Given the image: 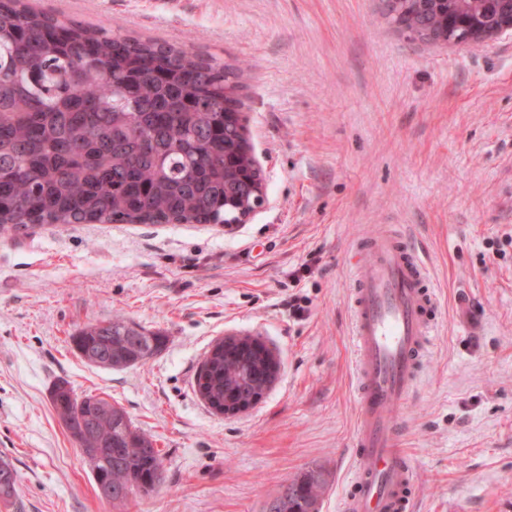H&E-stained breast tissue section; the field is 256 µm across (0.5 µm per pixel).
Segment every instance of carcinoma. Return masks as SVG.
Segmentation results:
<instances>
[{
	"mask_svg": "<svg viewBox=\"0 0 512 512\" xmlns=\"http://www.w3.org/2000/svg\"><path fill=\"white\" fill-rule=\"evenodd\" d=\"M512 0H384V13L413 37L431 30L499 26ZM229 72L189 48L114 35L0 0V238L40 224H238L263 202L264 179L237 112ZM167 338L117 315L71 336L130 367L161 352ZM265 382L249 359L210 350L197 378L209 406L224 391ZM58 416L91 419L82 447L94 448L95 484L125 505L163 480L160 452L127 412L98 395L52 397ZM322 474L307 471L266 512H309Z\"/></svg>",
	"mask_w": 512,
	"mask_h": 512,
	"instance_id": "cac0c4a2",
	"label": "carcinoma"
}]
</instances>
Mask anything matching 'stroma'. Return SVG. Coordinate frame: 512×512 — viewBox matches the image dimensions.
Masks as SVG:
<instances>
[{
    "label": "stroma",
    "mask_w": 512,
    "mask_h": 512,
    "mask_svg": "<svg viewBox=\"0 0 512 512\" xmlns=\"http://www.w3.org/2000/svg\"><path fill=\"white\" fill-rule=\"evenodd\" d=\"M61 20L187 47L226 66L266 185L240 224H47L0 240V512H265L317 470L342 512L355 463L348 251L404 235L427 264L439 331L392 409L415 481L407 512H512V31L414 40L381 0H24ZM298 300L302 314L289 303ZM167 336L108 370L70 348L115 315ZM251 336L277 355L260 402L201 398L206 353ZM122 406L163 481L112 506L50 392Z\"/></svg>",
    "instance_id": "35a3bbf8"
}]
</instances>
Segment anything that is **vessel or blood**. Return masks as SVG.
Returning <instances> with one entry per match:
<instances>
[{
  "label": "vessel or blood",
  "mask_w": 512,
  "mask_h": 512,
  "mask_svg": "<svg viewBox=\"0 0 512 512\" xmlns=\"http://www.w3.org/2000/svg\"><path fill=\"white\" fill-rule=\"evenodd\" d=\"M348 264L358 453L342 512H405L413 470L391 408L414 388L438 331V299L403 236L370 239L349 253Z\"/></svg>",
  "instance_id": "1"
}]
</instances>
